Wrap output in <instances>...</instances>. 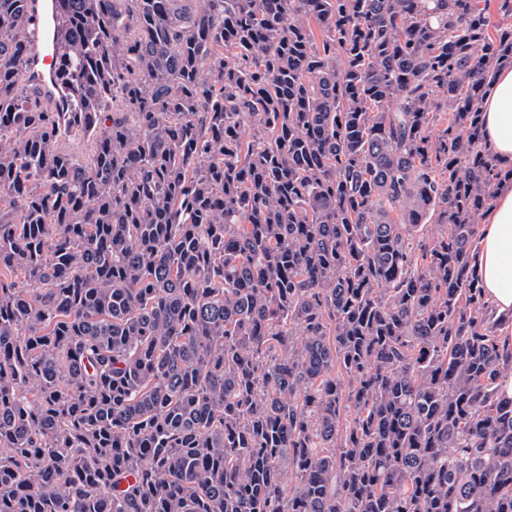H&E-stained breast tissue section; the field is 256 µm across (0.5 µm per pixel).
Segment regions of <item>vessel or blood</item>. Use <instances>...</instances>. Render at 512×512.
<instances>
[{"mask_svg": "<svg viewBox=\"0 0 512 512\" xmlns=\"http://www.w3.org/2000/svg\"><path fill=\"white\" fill-rule=\"evenodd\" d=\"M26 35L30 41L27 79L40 89L46 101L55 103L64 96L55 78L58 44L57 0H28Z\"/></svg>", "mask_w": 512, "mask_h": 512, "instance_id": "1", "label": "vessel or blood"}]
</instances>
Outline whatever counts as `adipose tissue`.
<instances>
[{
    "instance_id": "obj_1",
    "label": "adipose tissue",
    "mask_w": 512,
    "mask_h": 512,
    "mask_svg": "<svg viewBox=\"0 0 512 512\" xmlns=\"http://www.w3.org/2000/svg\"><path fill=\"white\" fill-rule=\"evenodd\" d=\"M483 129L494 152L512 158V68L503 69L483 103ZM484 294L500 314L512 313V184L497 192L482 222L477 256Z\"/></svg>"
}]
</instances>
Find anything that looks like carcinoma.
<instances>
[{
	"mask_svg": "<svg viewBox=\"0 0 512 512\" xmlns=\"http://www.w3.org/2000/svg\"><path fill=\"white\" fill-rule=\"evenodd\" d=\"M59 2L56 109L0 0V512H512V0ZM483 129L494 152L512 158V68H504L483 103ZM484 294L497 314L512 313V184H503L482 222L477 256Z\"/></svg>",
	"mask_w": 512,
	"mask_h": 512,
	"instance_id": "1",
	"label": "carcinoma"
}]
</instances>
